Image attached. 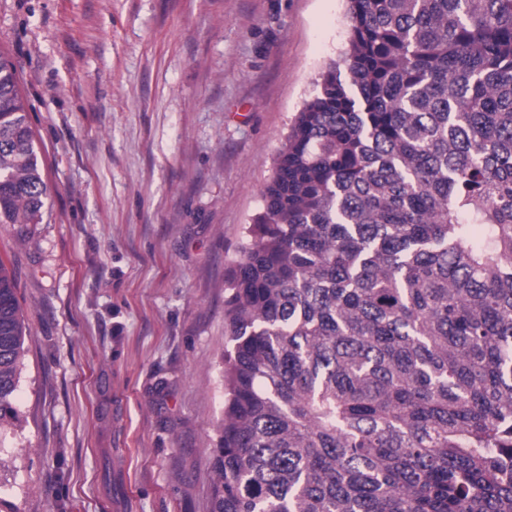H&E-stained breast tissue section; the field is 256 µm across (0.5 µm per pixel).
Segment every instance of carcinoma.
Returning <instances> with one entry per match:
<instances>
[{"label":"carcinoma","instance_id":"1","mask_svg":"<svg viewBox=\"0 0 512 512\" xmlns=\"http://www.w3.org/2000/svg\"><path fill=\"white\" fill-rule=\"evenodd\" d=\"M229 268L211 512H512V0H346ZM0 54V224H39ZM26 326L0 261V420Z\"/></svg>","mask_w":512,"mask_h":512}]
</instances>
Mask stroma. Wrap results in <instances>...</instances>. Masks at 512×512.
<instances>
[{
  "label": "stroma",
  "instance_id": "1",
  "mask_svg": "<svg viewBox=\"0 0 512 512\" xmlns=\"http://www.w3.org/2000/svg\"><path fill=\"white\" fill-rule=\"evenodd\" d=\"M346 10L0 0L47 185L0 224L27 326L0 512H210L225 274Z\"/></svg>",
  "mask_w": 512,
  "mask_h": 512
}]
</instances>
